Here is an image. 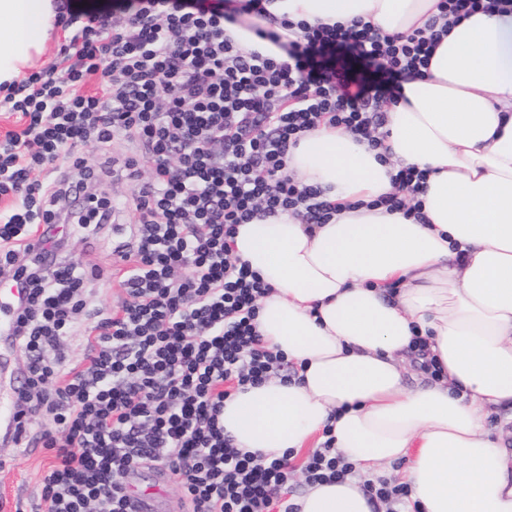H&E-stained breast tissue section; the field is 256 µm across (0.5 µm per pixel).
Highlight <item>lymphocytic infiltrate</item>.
I'll return each mask as SVG.
<instances>
[{"instance_id":"f902f5d3","label":"lymphocytic infiltrate","mask_w":512,"mask_h":512,"mask_svg":"<svg viewBox=\"0 0 512 512\" xmlns=\"http://www.w3.org/2000/svg\"><path fill=\"white\" fill-rule=\"evenodd\" d=\"M264 2L112 0L100 11L57 0L66 36L55 63L0 85V109L18 121L0 137V275L23 290L17 405L23 429L45 423V512H136L127 478L143 467L166 468L188 512H299L294 475L312 486L358 474L329 431L299 465L241 452L225 435V399L294 370L257 331L271 288L232 242L260 214L330 220L336 206L322 190L288 176L289 149L324 119L381 147L384 107L423 74L438 33L300 21L285 41L258 29L282 43L276 60L224 33ZM357 64L390 84H353ZM118 138L140 147L148 173L140 158L108 156ZM85 143L104 160L78 154ZM115 173L133 186L134 221L124 228L123 298L105 312L82 297L101 271L64 247L112 230L120 208L101 186ZM427 177L398 169L376 206L421 218ZM34 239L42 248L33 253ZM22 253L30 263H18ZM80 321L85 343L71 362L61 344ZM362 489L385 512L410 502V487L388 477Z\"/></svg>"}]
</instances>
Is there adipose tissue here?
Instances as JSON below:
<instances>
[{
    "mask_svg": "<svg viewBox=\"0 0 512 512\" xmlns=\"http://www.w3.org/2000/svg\"><path fill=\"white\" fill-rule=\"evenodd\" d=\"M439 0H267L226 30L243 48L274 20L371 23L385 35L426 27ZM53 0H0V83L36 68ZM389 105L390 163L330 124L293 148L288 173L323 189L336 212L309 226L288 214L239 225L235 253L272 291L258 331L298 368L224 402L237 448L300 453L332 429L362 474L406 461L419 512H512V454L485 423L512 406V11L447 23L425 75ZM427 171L423 220L371 207L395 168ZM442 368L405 384L414 336ZM300 512H371L358 479L310 486Z\"/></svg>",
    "mask_w": 512,
    "mask_h": 512,
    "instance_id": "adipose-tissue-1",
    "label": "adipose tissue"
}]
</instances>
